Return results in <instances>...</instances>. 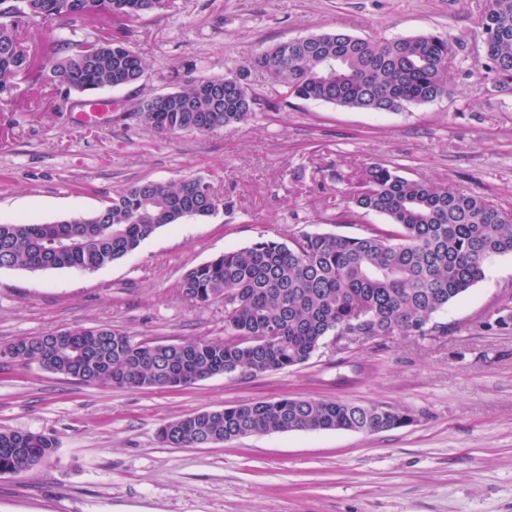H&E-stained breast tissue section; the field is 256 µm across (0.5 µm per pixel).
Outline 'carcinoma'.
<instances>
[{"label": "carcinoma", "mask_w": 512, "mask_h": 512, "mask_svg": "<svg viewBox=\"0 0 512 512\" xmlns=\"http://www.w3.org/2000/svg\"><path fill=\"white\" fill-rule=\"evenodd\" d=\"M164 0H0V102L13 96L15 79L28 73L64 99L140 81L143 58L116 38L94 43L50 35L33 52L19 22L40 18L71 25L89 17L131 21ZM486 73L512 89V0H483L476 19ZM455 40L422 34L371 40L342 31L279 42L234 71L243 79L266 71L285 98L334 104L367 112H394L432 102L449 92ZM260 103L254 95L224 93V78L153 96L137 109L141 122L162 135L208 133L244 123ZM365 190L356 207L385 216L389 231L365 224L341 236L301 232L283 242L260 239L190 269L181 296L205 305L224 299L221 341L151 344L112 327L30 336L0 355L37 363L82 383L121 388L187 386L237 371L251 375L306 363L327 336L367 343L391 336L448 335L434 315L485 277L490 260L512 254V213L483 197L408 180L374 163L362 173ZM209 183L185 177L144 181L114 194L89 217L50 224H0V268L28 271L99 270L136 251L159 229L201 220L218 210ZM512 325L505 304L483 326ZM400 408L342 400L281 398L203 410L163 425L160 441L198 448L203 441L305 430L377 433L408 425ZM54 438L31 431L0 430V474H19L51 459Z\"/></svg>", "instance_id": "obj_1"}]
</instances>
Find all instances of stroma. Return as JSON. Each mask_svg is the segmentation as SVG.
Listing matches in <instances>:
<instances>
[{
    "label": "stroma",
    "mask_w": 512,
    "mask_h": 512,
    "mask_svg": "<svg viewBox=\"0 0 512 512\" xmlns=\"http://www.w3.org/2000/svg\"><path fill=\"white\" fill-rule=\"evenodd\" d=\"M479 4L167 0L134 22H78V39L120 36L146 73L90 93L110 105L98 123L18 77L16 104L0 106V223L87 217L133 184L186 176L209 182L222 204L93 272L1 268L0 349L99 326L153 344L223 339V300H184V275L262 238L387 227L374 212L342 220L358 172L372 163L512 211V90L481 67ZM336 29L377 40L455 36L450 95L398 112L293 98L205 135L164 136L134 114L143 100L224 75L276 43ZM511 299L507 254L436 314L447 335L397 334L346 352L329 336L304 364L186 388L79 384L0 357V428L57 441L49 462L0 475V512H512V327L482 326ZM283 397L391 405L412 421L374 434H251L203 448L158 438L162 425L197 411Z\"/></svg>",
    "instance_id": "stroma-1"
}]
</instances>
